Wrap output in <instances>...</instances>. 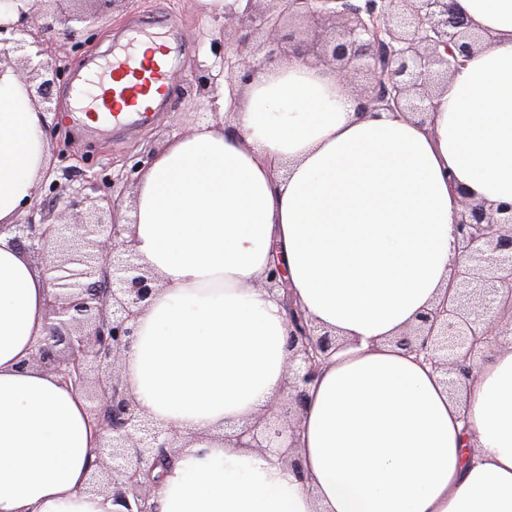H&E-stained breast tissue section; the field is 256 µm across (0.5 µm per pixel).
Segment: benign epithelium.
Segmentation results:
<instances>
[{
    "mask_svg": "<svg viewBox=\"0 0 512 512\" xmlns=\"http://www.w3.org/2000/svg\"><path fill=\"white\" fill-rule=\"evenodd\" d=\"M288 12L306 19L313 40H324L325 24L337 28L318 63L351 85L364 73L372 82L357 94L360 109L405 112L426 124L436 108L442 81L457 73L476 49L490 42L488 32L473 30L452 0H288ZM73 48L93 25V15L42 10L0 20V71L24 75L31 101L43 110L54 102V87L68 72L57 53L56 23ZM266 18L247 6L245 33L224 32L227 78L246 85L262 70L257 61L243 68L235 59L248 48L251 30ZM46 172L43 202L29 208L22 224L12 225V243L44 259L48 281L49 335L39 341L29 364L54 374L67 386L91 397V424L99 446L89 491L105 494L122 512H156L153 501L160 476L170 468L185 436L150 419L123 384L122 368L134 339V321L159 287V278L137 262L116 212L123 206L125 179L99 185L87 177L63 186ZM62 206L70 222L49 223L46 204ZM465 262L456 269L440 302L401 334L396 344H411L441 373L451 394L474 377L469 361L485 351L492 336L504 335L501 306L512 303V204L476 201L461 195L456 224ZM261 287L282 292L291 326L283 397L251 422L224 435L232 448L267 452L289 432L296 438L308 387L322 365L346 346L313 323L292 304L286 269L271 265ZM281 462L303 477L294 444L280 452Z\"/></svg>",
    "mask_w": 512,
    "mask_h": 512,
    "instance_id": "1",
    "label": "benign epithelium"
}]
</instances>
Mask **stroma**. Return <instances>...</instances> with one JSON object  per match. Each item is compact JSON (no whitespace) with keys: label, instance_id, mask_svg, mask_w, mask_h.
Returning <instances> with one entry per match:
<instances>
[{"label":"stroma","instance_id":"1","mask_svg":"<svg viewBox=\"0 0 512 512\" xmlns=\"http://www.w3.org/2000/svg\"><path fill=\"white\" fill-rule=\"evenodd\" d=\"M253 9L278 16L279 25L274 30L254 31L247 61L269 58L273 63H281L282 55L270 52L271 42L287 37L292 31L306 39L311 36L305 20L284 14L276 0H255ZM239 25V15H207L199 0H117L113 5L96 6L94 39L90 46L77 52L75 71H83L93 57L105 58L121 48L133 30H160L170 40V90L163 110L154 119L121 132L112 126L103 128L87 123L79 113L73 112L70 101L76 94V86L73 77H66L56 92L63 128L75 137V153L87 151L91 157L83 172L78 173L74 170L73 156L54 154L51 159L54 178L64 185H76L86 173L101 179L125 174L137 162L148 161L171 137L189 132L202 112H217L219 122L232 126V115L218 112L216 101L224 94V31ZM202 69L209 70L214 77L213 83L206 87L199 86L194 79Z\"/></svg>","mask_w":512,"mask_h":512}]
</instances>
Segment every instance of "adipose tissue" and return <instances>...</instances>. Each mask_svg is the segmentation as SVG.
Returning <instances> with one entry per match:
<instances>
[{
	"mask_svg": "<svg viewBox=\"0 0 512 512\" xmlns=\"http://www.w3.org/2000/svg\"><path fill=\"white\" fill-rule=\"evenodd\" d=\"M485 49L451 76L427 125L359 113L298 56L225 84L224 129L173 137L139 172L126 236L161 287L138 316L124 381L187 444L157 512H512V335L463 401L392 344L438 303L456 265V187L512 203V0H455ZM45 113L0 72V226L48 167ZM0 233V512H112L87 494L97 438L81 392L28 367L47 334L46 274ZM282 251L293 292L351 340L311 385L304 475L225 447L226 425L279 397L289 323L256 283Z\"/></svg>",
	"mask_w": 512,
	"mask_h": 512,
	"instance_id": "obj_1",
	"label": "adipose tissue"
}]
</instances>
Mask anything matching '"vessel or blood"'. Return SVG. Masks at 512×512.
<instances>
[{
    "mask_svg": "<svg viewBox=\"0 0 512 512\" xmlns=\"http://www.w3.org/2000/svg\"><path fill=\"white\" fill-rule=\"evenodd\" d=\"M144 32H132L124 49L111 55L97 67V117L103 123H117L127 112L147 111L152 104L151 92L160 90L170 79L165 57L146 61L135 54Z\"/></svg>",
    "mask_w": 512,
    "mask_h": 512,
    "instance_id": "obj_1",
    "label": "vessel or blood"
}]
</instances>
